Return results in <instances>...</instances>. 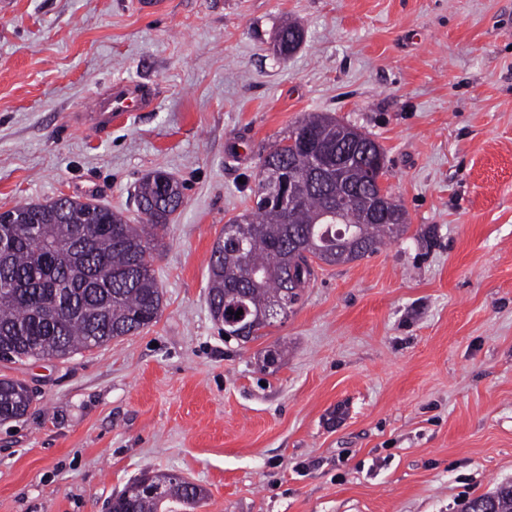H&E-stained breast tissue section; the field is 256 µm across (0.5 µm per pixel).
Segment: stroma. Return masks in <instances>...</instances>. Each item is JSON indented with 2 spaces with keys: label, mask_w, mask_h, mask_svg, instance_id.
I'll return each instance as SVG.
<instances>
[{
  "label": "stroma",
  "mask_w": 512,
  "mask_h": 512,
  "mask_svg": "<svg viewBox=\"0 0 512 512\" xmlns=\"http://www.w3.org/2000/svg\"><path fill=\"white\" fill-rule=\"evenodd\" d=\"M286 21L304 39L282 59ZM119 80L153 85V110L76 124ZM311 112L383 148L409 228L314 261L262 337H223L213 245ZM155 170L184 185L152 262L162 314L0 361L38 392L0 425V512H103L145 472L202 485L194 512H462L512 485V0H0V212L93 196L136 223Z\"/></svg>",
  "instance_id": "stroma-1"
}]
</instances>
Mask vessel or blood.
I'll list each match as a JSON object with an SVG mask.
<instances>
[{
  "mask_svg": "<svg viewBox=\"0 0 512 512\" xmlns=\"http://www.w3.org/2000/svg\"><path fill=\"white\" fill-rule=\"evenodd\" d=\"M155 102L152 90L141 83L116 81L95 94L85 106V117L93 126L105 130L127 112H144Z\"/></svg>",
  "mask_w": 512,
  "mask_h": 512,
  "instance_id": "b4317fda",
  "label": "vessel or blood"
}]
</instances>
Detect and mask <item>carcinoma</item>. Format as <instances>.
Wrapping results in <instances>:
<instances>
[{
	"instance_id": "1",
	"label": "carcinoma",
	"mask_w": 512,
	"mask_h": 512,
	"mask_svg": "<svg viewBox=\"0 0 512 512\" xmlns=\"http://www.w3.org/2000/svg\"><path fill=\"white\" fill-rule=\"evenodd\" d=\"M274 42L276 54L290 55L303 40L295 24L283 25ZM341 123L328 114H312L298 123L262 157L255 207L228 222L209 259L208 303L224 328L238 310L252 320L248 341L274 320L264 311L279 305L278 318L299 298L312 270L308 255L328 264L367 257L408 228L406 212L391 205L401 223L365 221L364 212L380 189L365 178L376 151L360 141H337ZM317 149L347 159L331 164L317 185L303 192L285 212L268 202L282 179L307 172L308 155L286 142L301 134ZM141 223L96 200L59 197L28 203L5 212L0 241L10 244L0 255V350L8 362L65 359L137 333L157 322L163 294L152 269L153 255L165 247L163 233L184 201L182 184L162 171L145 175L134 187ZM304 246L308 255L298 252ZM35 400L23 382L0 378V423L26 415ZM160 492L140 489L136 478L112 498V512H169L172 505L193 510L207 491L174 473L153 474ZM488 503L493 512H512V486L473 499L463 512Z\"/></svg>"
}]
</instances>
